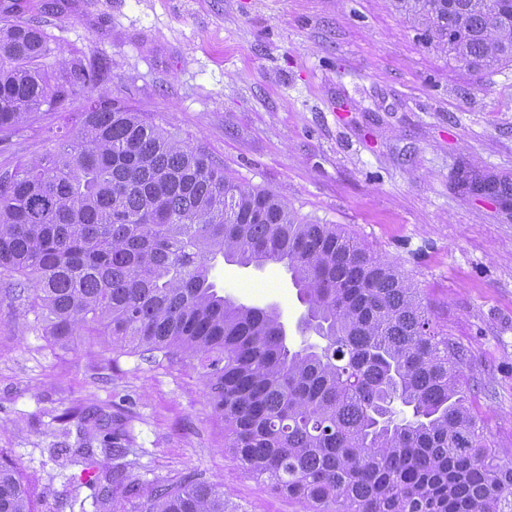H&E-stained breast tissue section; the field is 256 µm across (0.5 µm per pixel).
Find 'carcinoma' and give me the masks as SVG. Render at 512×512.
I'll return each mask as SVG.
<instances>
[{"instance_id":"cac0c4a2","label":"carcinoma","mask_w":512,"mask_h":512,"mask_svg":"<svg viewBox=\"0 0 512 512\" xmlns=\"http://www.w3.org/2000/svg\"><path fill=\"white\" fill-rule=\"evenodd\" d=\"M434 49L468 69L512 63V0H388ZM47 38L0 20V144L42 107L85 93L55 150L0 171V285L47 335L121 354L197 363L225 447L308 512H512V450L493 448L468 406L465 354L408 278L336 224L300 218L279 194L237 181L177 134L93 96L103 65L41 69ZM283 264L305 305L288 346L277 308L216 291L217 255ZM80 459L97 498L137 512H232L189 472L145 487ZM0 512H34L0 463Z\"/></svg>"}]
</instances>
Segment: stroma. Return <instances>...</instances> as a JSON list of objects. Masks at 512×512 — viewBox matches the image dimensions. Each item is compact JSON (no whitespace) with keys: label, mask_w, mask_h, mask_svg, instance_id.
<instances>
[{"label":"stroma","mask_w":512,"mask_h":512,"mask_svg":"<svg viewBox=\"0 0 512 512\" xmlns=\"http://www.w3.org/2000/svg\"><path fill=\"white\" fill-rule=\"evenodd\" d=\"M1 15L39 23L43 69L109 66L110 97L397 264L463 349L478 426L512 448L511 65L460 67L388 0H0ZM84 104L48 108L0 149V167L48 154L44 127ZM213 275L224 296L277 303L300 344L305 307L283 266L220 257ZM72 407L120 420L131 478L197 471L232 512H305L225 449L199 369L54 340L0 294V456L37 512H73L69 485L83 512H132L129 500L93 502L81 467L56 458L86 441L98 451L104 436L79 417L60 421Z\"/></svg>","instance_id":"1"}]
</instances>
